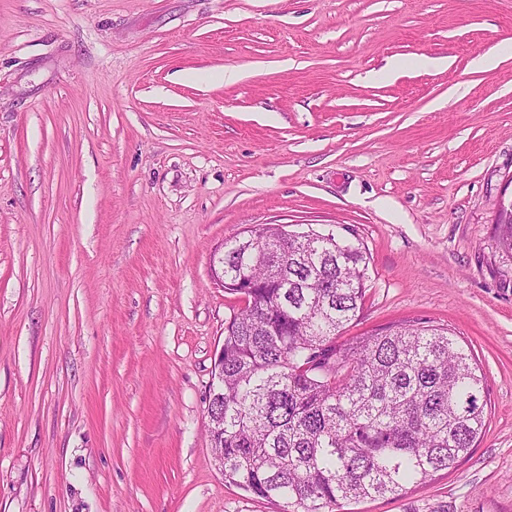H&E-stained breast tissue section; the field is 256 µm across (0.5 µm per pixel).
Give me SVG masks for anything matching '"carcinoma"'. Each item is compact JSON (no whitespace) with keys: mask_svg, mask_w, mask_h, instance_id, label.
Returning a JSON list of instances; mask_svg holds the SVG:
<instances>
[{"mask_svg":"<svg viewBox=\"0 0 512 512\" xmlns=\"http://www.w3.org/2000/svg\"><path fill=\"white\" fill-rule=\"evenodd\" d=\"M512 253V212L496 222ZM252 266L255 303L224 324V480L283 512H335L398 495L453 470L485 431V378L450 329L400 323L341 339L358 317L368 262L361 244L224 243V291Z\"/></svg>","mask_w":512,"mask_h":512,"instance_id":"obj_1","label":"carcinoma"}]
</instances>
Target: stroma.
Returning <instances> with one entry per match:
<instances>
[{"label":"stroma","instance_id":"stroma-1","mask_svg":"<svg viewBox=\"0 0 512 512\" xmlns=\"http://www.w3.org/2000/svg\"><path fill=\"white\" fill-rule=\"evenodd\" d=\"M511 181L512 0H0V512H281L208 434L210 265L257 224L359 240L348 335L445 327L486 378L456 469L341 512H512Z\"/></svg>","mask_w":512,"mask_h":512}]
</instances>
